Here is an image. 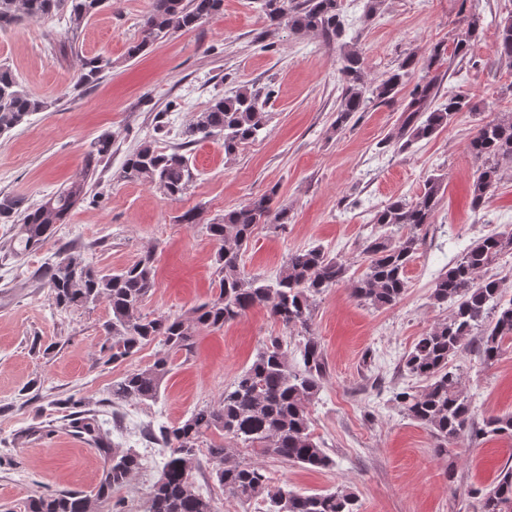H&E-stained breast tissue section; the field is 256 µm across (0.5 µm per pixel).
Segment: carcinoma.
Instances as JSON below:
<instances>
[{
	"label": "carcinoma",
	"mask_w": 512,
	"mask_h": 512,
	"mask_svg": "<svg viewBox=\"0 0 512 512\" xmlns=\"http://www.w3.org/2000/svg\"><path fill=\"white\" fill-rule=\"evenodd\" d=\"M267 30L286 26L298 34L318 33L339 39L345 32L340 0H258ZM106 0H0V29L23 18L48 19L64 12L77 28L99 11ZM224 9V0H151L150 10L140 23L139 37L127 55L133 58L176 32L201 26ZM480 17L472 16L454 34L455 51L467 46ZM496 52L512 64V15L498 28ZM418 59L405 58L378 84L367 81L363 59L354 49L341 57V100L334 126L345 127L368 99L390 101L412 76ZM112 68V59L98 54L83 60L75 86H85L103 71ZM437 91L432 82L418 83L410 92L406 116L397 134L401 148L431 139L448 126L459 112H477L479 103L463 92H450L433 104ZM46 102L27 93L12 72L0 66V135L27 122L43 110ZM267 122L260 92L246 85L229 95L214 99L184 128L183 142L169 152L145 140L124 163V177L156 185L170 196L184 192L192 178L189 159L182 148L211 137L224 140V153L234 155L255 140ZM111 139L104 135L92 145L86 167L97 166L111 151ZM469 151L478 162L470 186L471 204L483 206L491 197L501 168L512 167V114L478 127L469 142ZM444 194L443 178L432 176L423 192L412 200L393 199L377 210L372 222L382 226L407 228L410 233L396 240L372 235L365 240V270L349 275L345 263L320 247L297 249L273 280L249 276L241 268L242 253L254 230L261 224L282 226L289 222L288 207L276 201V190L250 199L207 225L217 244L215 262L220 279L218 289L189 315L142 313L144 302L155 288L156 248H151L131 265L112 273L99 270L85 253L59 250L39 271L53 305L69 309L106 301L110 318L102 324L105 339L97 360L118 364L143 346L157 343L152 364L128 371L112 381L109 401H156L163 381L172 370L171 354L190 353L203 329H220L255 307L286 329L306 332L296 348L274 337L256 351L252 363L224 387L218 402L195 409L174 424L150 427L149 438L168 449L159 479L148 492L145 512H218L215 499L196 489L193 471L209 468L210 479L226 499L247 503L260 499L262 512H359L357 497L335 490L303 494L271 485L270 477L258 464L232 458L222 442H211L206 454L197 456L199 444L216 433L235 446L249 448L260 456L316 470L334 461L315 438L310 407L323 387L325 355L320 342L309 334L316 297L336 285L348 282L351 294L375 307L395 304L408 288L406 269L417 251L416 231L431 223ZM84 196V183L74 181L37 206H23L12 197L0 199V223L15 228L10 253L19 256L48 244L55 224L63 220ZM512 254V231L486 236L471 245L454 266L434 280L431 298L451 308L446 320L424 333L403 360L405 370L421 380L419 389L407 386L395 394L404 414L425 427L437 442V451L469 436L512 439V412L490 417L478 430L472 428V401L460 375L450 362L475 339L474 351L484 364L496 362L504 341L512 339V297H506L502 282L486 275L505 255ZM71 410V427L88 436L106 458L95 496L79 491L38 494L28 500L26 512H96V504L112 498V491L130 485L141 468V457L112 445L105 422L82 411L83 400L73 396L63 400ZM480 512H512V465L505 464L495 482L480 491Z\"/></svg>",
	"instance_id": "obj_1"
}]
</instances>
